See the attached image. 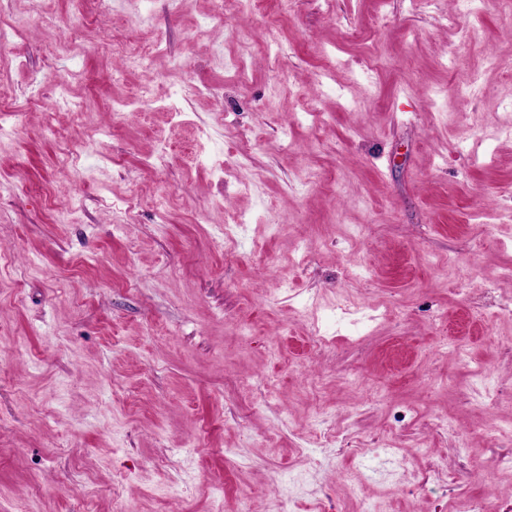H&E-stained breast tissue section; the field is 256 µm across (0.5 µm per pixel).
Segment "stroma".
Here are the masks:
<instances>
[{
	"label": "stroma",
	"mask_w": 512,
	"mask_h": 512,
	"mask_svg": "<svg viewBox=\"0 0 512 512\" xmlns=\"http://www.w3.org/2000/svg\"><path fill=\"white\" fill-rule=\"evenodd\" d=\"M38 7L0 0V512H512V19Z\"/></svg>",
	"instance_id": "35a3bbf8"
}]
</instances>
